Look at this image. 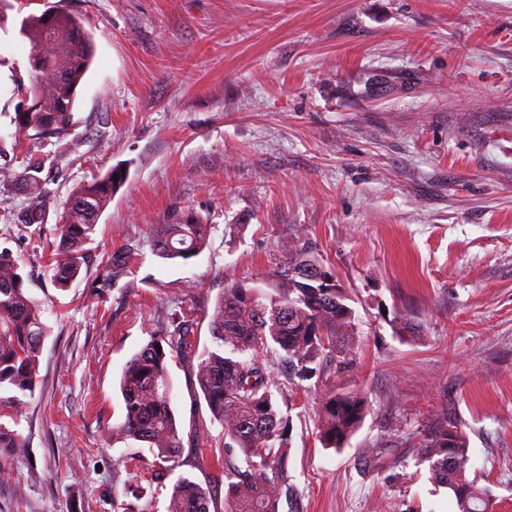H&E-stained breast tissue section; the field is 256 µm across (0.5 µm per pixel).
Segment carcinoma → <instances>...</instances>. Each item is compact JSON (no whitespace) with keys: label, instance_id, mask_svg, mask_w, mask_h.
Masks as SVG:
<instances>
[{"label":"carcinoma","instance_id":"cac0c4a2","mask_svg":"<svg viewBox=\"0 0 512 512\" xmlns=\"http://www.w3.org/2000/svg\"><path fill=\"white\" fill-rule=\"evenodd\" d=\"M20 34L34 43L29 57L34 82L29 88L35 112L16 114L17 131L44 136L69 130L76 90L93 57L91 35L80 19L63 7L51 17L30 13L20 22ZM28 165L11 176L14 187L28 196L26 223L41 224L49 190ZM113 168L73 189L60 216L52 242L53 285L64 290L82 272L85 245L112 194L123 183ZM212 226L180 213L159 225L153 253L163 260H188L205 247ZM135 248L128 245L107 257L102 287L131 274ZM324 264L307 247L288 250L271 277L275 286L242 283L224 286L210 315L211 343L203 347L190 335L188 321L172 324L166 335L152 336L123 366L120 391L124 419L112 429L118 439L145 443L161 462H174L183 448L172 408L169 360L188 362L213 421L224 429V505L210 488L181 476L170 493L169 512H281L290 493L288 469L289 416L281 410L277 384L266 354L288 363L300 382L319 379L330 370L352 363L349 343L354 310L344 287L324 288L313 281ZM47 335L40 305L25 288L22 267L13 253L0 250V396L17 416L34 398L39 354ZM367 400L356 390L331 389L323 398L317 434L326 449H340L362 422ZM28 442L19 433L0 430V459L20 456ZM419 464L430 479L454 497L458 512H488L489 491L469 478L471 457L466 436L448 416L425 430Z\"/></svg>","mask_w":512,"mask_h":512}]
</instances>
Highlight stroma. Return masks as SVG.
Listing matches in <instances>:
<instances>
[{
	"label": "stroma",
	"mask_w": 512,
	"mask_h": 512,
	"mask_svg": "<svg viewBox=\"0 0 512 512\" xmlns=\"http://www.w3.org/2000/svg\"><path fill=\"white\" fill-rule=\"evenodd\" d=\"M65 2L95 57L61 137L17 135L31 106L23 15ZM68 151L70 163L52 158ZM39 164L51 198L27 226L8 176ZM123 169L124 184L54 288L50 243L70 192ZM213 224L187 260L152 251L173 212ZM134 273L101 285L108 254ZM312 248L355 311L350 368L296 387L268 356L290 419L284 512H457L418 463L425 429L455 418L494 512H512V0H33L0 30V249L18 257L48 334L21 418L25 456L1 461L0 512H167L178 477L220 476L224 430L195 375L170 363L183 448L163 483L129 493L148 449L113 440L119 379L150 336L209 316L226 284L253 285L288 248ZM418 324L394 332V318ZM369 408L345 448L322 447L332 387Z\"/></svg>",
	"instance_id": "1"
}]
</instances>
